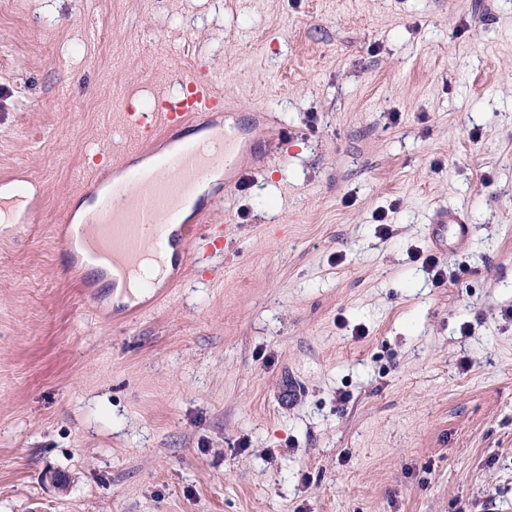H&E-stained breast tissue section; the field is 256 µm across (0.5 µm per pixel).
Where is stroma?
<instances>
[{"label": "stroma", "mask_w": 512, "mask_h": 512, "mask_svg": "<svg viewBox=\"0 0 512 512\" xmlns=\"http://www.w3.org/2000/svg\"><path fill=\"white\" fill-rule=\"evenodd\" d=\"M177 73L251 173L141 316L58 234ZM7 185L0 512H512V0H0ZM448 224L453 228L454 236L458 247H465L470 243L471 225L468 224V218L457 209L443 208L436 214L434 224H431V240L433 245L442 250V242L448 239L444 238L441 231L448 228Z\"/></svg>", "instance_id": "obj_1"}]
</instances>
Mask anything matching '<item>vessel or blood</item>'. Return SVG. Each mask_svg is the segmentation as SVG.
Masks as SVG:
<instances>
[{
    "label": "vessel or blood",
    "instance_id": "1",
    "mask_svg": "<svg viewBox=\"0 0 512 512\" xmlns=\"http://www.w3.org/2000/svg\"><path fill=\"white\" fill-rule=\"evenodd\" d=\"M178 86L173 95L159 92L152 111L125 113V141L113 150L112 165L124 169L126 177L112 183L98 197L84 224L69 231V240H89L95 251L111 258L120 273L112 282L116 288L122 278L139 271L151 252L174 248L176 263L185 264L207 214H200L197 223L179 225L171 235L165 234L162 221L176 213L217 162L231 160L238 151L237 136L221 133L213 145L187 142L170 151L160 160L158 173L134 165V157L148 152L158 137L208 124L223 111L224 100L211 84L184 77ZM447 227L452 228L458 246L469 244L467 217L459 210L444 208L431 226L434 246H441L442 231Z\"/></svg>",
    "mask_w": 512,
    "mask_h": 512
}]
</instances>
